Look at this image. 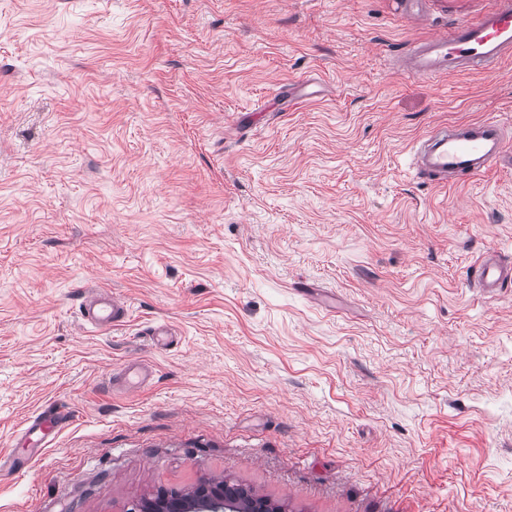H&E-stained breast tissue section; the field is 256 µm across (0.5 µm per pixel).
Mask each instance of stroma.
Instances as JSON below:
<instances>
[{
    "label": "stroma",
    "instance_id": "obj_1",
    "mask_svg": "<svg viewBox=\"0 0 512 512\" xmlns=\"http://www.w3.org/2000/svg\"><path fill=\"white\" fill-rule=\"evenodd\" d=\"M495 5L0 0V453L31 460L0 462V512L211 478L285 512H512V287L471 273L512 261V164L410 168L439 124L512 136V58L399 66ZM95 286L126 323H84ZM473 275L485 295L495 296L499 288L512 282V264L495 252H486L476 262Z\"/></svg>",
    "mask_w": 512,
    "mask_h": 512
}]
</instances>
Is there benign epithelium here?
<instances>
[{"label": "benign epithelium", "mask_w": 512, "mask_h": 512, "mask_svg": "<svg viewBox=\"0 0 512 512\" xmlns=\"http://www.w3.org/2000/svg\"><path fill=\"white\" fill-rule=\"evenodd\" d=\"M129 512H234L224 497V484L213 481L185 492L161 489L141 501L135 502Z\"/></svg>", "instance_id": "7a95c632"}]
</instances>
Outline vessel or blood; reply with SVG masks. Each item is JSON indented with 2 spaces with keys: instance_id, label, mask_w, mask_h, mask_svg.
Masks as SVG:
<instances>
[{
  "instance_id": "obj_1",
  "label": "vessel or blood",
  "mask_w": 512,
  "mask_h": 512,
  "mask_svg": "<svg viewBox=\"0 0 512 512\" xmlns=\"http://www.w3.org/2000/svg\"><path fill=\"white\" fill-rule=\"evenodd\" d=\"M512 56V0H497L496 7L475 22L462 20L449 32L438 34L410 50L403 64L414 77L434 78L451 70L496 72L500 62ZM507 145L502 126L486 121L473 126L438 125L419 142L414 160L416 172L440 184L462 176L481 174L499 159ZM474 278L488 296L512 282V264L493 252L476 262ZM82 316L96 329L125 322L129 309L109 291L87 290Z\"/></svg>"
}]
</instances>
